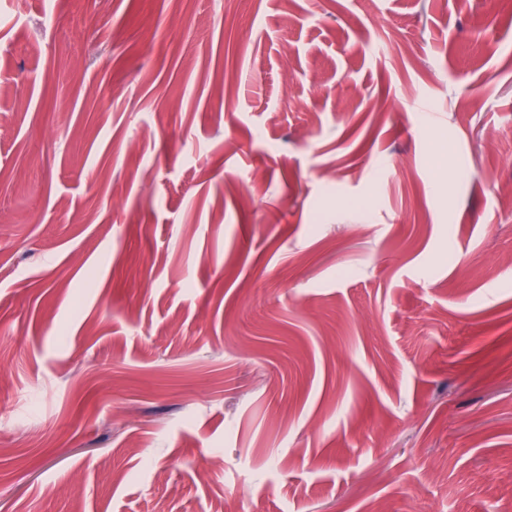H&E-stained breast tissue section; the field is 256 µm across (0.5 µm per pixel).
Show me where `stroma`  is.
I'll return each mask as SVG.
<instances>
[{
  "instance_id": "stroma-1",
  "label": "stroma",
  "mask_w": 512,
  "mask_h": 512,
  "mask_svg": "<svg viewBox=\"0 0 512 512\" xmlns=\"http://www.w3.org/2000/svg\"><path fill=\"white\" fill-rule=\"evenodd\" d=\"M0 20V512H512V0Z\"/></svg>"
}]
</instances>
